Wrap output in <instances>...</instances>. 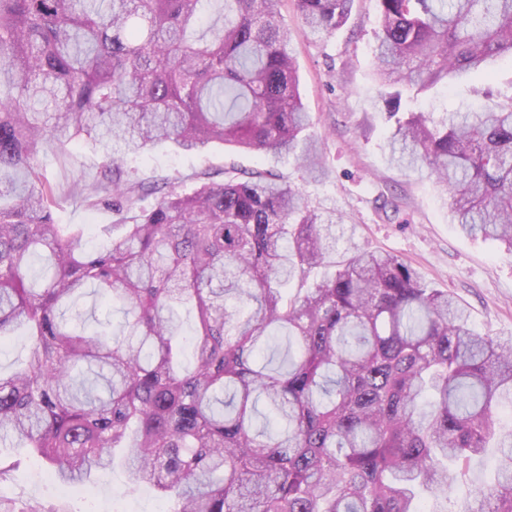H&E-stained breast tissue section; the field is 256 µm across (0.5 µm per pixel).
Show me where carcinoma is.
I'll list each match as a JSON object with an SVG mask.
<instances>
[{
    "instance_id": "1",
    "label": "carcinoma",
    "mask_w": 512,
    "mask_h": 512,
    "mask_svg": "<svg viewBox=\"0 0 512 512\" xmlns=\"http://www.w3.org/2000/svg\"><path fill=\"white\" fill-rule=\"evenodd\" d=\"M305 36L331 38L353 0H295ZM375 75L397 166L426 168L468 236L512 250V96L478 110H408L459 73L512 60V0H377ZM281 0H0V341L28 353L0 372V440L63 484L126 453L129 481L170 512H429L497 449V479L464 512H512V336H482L403 259L352 247L336 212L268 172L172 187L150 207L124 159L168 141L232 144L326 175ZM84 140L99 178L69 195L122 215L106 243L58 224L61 191L38 153ZM297 283L288 297L286 287ZM124 306L120 336L58 321L86 287ZM196 313L182 360L177 309ZM288 359L273 364L280 338Z\"/></svg>"
}]
</instances>
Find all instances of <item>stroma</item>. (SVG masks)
<instances>
[{
    "label": "stroma",
    "mask_w": 512,
    "mask_h": 512,
    "mask_svg": "<svg viewBox=\"0 0 512 512\" xmlns=\"http://www.w3.org/2000/svg\"><path fill=\"white\" fill-rule=\"evenodd\" d=\"M378 16L377 0H354L348 23L333 38L322 42L301 36L294 43L300 91L316 122L314 133L330 170L327 180L305 181L292 158L220 144L203 155L161 144L145 155L128 157L125 170L137 182L177 178L187 189L194 186L193 174L203 170L217 182L231 165L246 173L271 171L300 186L310 208L343 215L346 238L339 248L353 242L397 255L429 286L448 291L465 305L475 332L512 335V253L498 241L460 233L426 169L408 171L388 161L389 129L373 76ZM484 89L497 97L511 95L512 61L498 62L487 74L461 77L452 90H438L421 107L453 112L475 103V91ZM37 163L47 181L67 188L91 183L103 158L94 145L68 143L41 152ZM55 220L84 225L86 244L92 247L102 239L101 225L116 217L106 205L92 207L66 196ZM0 464L8 468L0 477V496L11 500L16 512L34 502L57 512H167L169 507L153 489L130 487L119 467L96 472L89 483L69 486L21 448L0 446Z\"/></svg>",
    "instance_id": "1"
}]
</instances>
